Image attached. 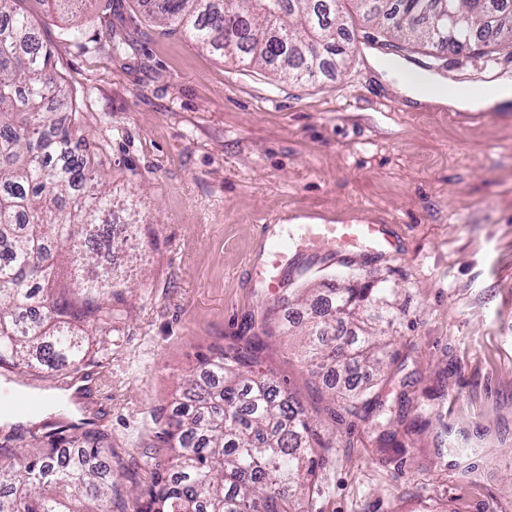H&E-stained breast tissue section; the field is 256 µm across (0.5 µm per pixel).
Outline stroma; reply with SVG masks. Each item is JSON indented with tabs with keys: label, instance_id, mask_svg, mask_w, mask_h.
<instances>
[{
	"label": "stroma",
	"instance_id": "obj_1",
	"mask_svg": "<svg viewBox=\"0 0 512 512\" xmlns=\"http://www.w3.org/2000/svg\"><path fill=\"white\" fill-rule=\"evenodd\" d=\"M73 93L72 130L96 181L135 204L136 280L111 342L84 360L80 410L112 447V498L146 495L183 381L217 349L252 342L325 442L311 512H512V108L452 112L401 95L372 59L469 90L512 59L416 46L353 20L345 69L293 83L203 51L139 0L74 15L17 0ZM387 225L398 251L328 257L303 243L283 284L351 275L388 291L398 358L357 414L279 325L255 270L283 224Z\"/></svg>",
	"mask_w": 512,
	"mask_h": 512
}]
</instances>
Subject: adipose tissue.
<instances>
[{
    "instance_id": "ef3b65f1",
    "label": "adipose tissue",
    "mask_w": 512,
    "mask_h": 512,
    "mask_svg": "<svg viewBox=\"0 0 512 512\" xmlns=\"http://www.w3.org/2000/svg\"><path fill=\"white\" fill-rule=\"evenodd\" d=\"M387 77L396 79L406 98L418 103H434L461 112H497L512 106V77L504 75L461 95L448 94L442 79L423 76L408 79L398 67H386Z\"/></svg>"
}]
</instances>
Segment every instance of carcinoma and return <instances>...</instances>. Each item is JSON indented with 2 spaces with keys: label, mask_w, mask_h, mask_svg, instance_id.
I'll list each match as a JSON object with an SVG mask.
<instances>
[{
  "label": "carcinoma",
  "mask_w": 512,
  "mask_h": 512,
  "mask_svg": "<svg viewBox=\"0 0 512 512\" xmlns=\"http://www.w3.org/2000/svg\"><path fill=\"white\" fill-rule=\"evenodd\" d=\"M159 24L182 32L221 58L269 69L281 77L318 79L343 64L336 36L356 14L380 23L369 0H141ZM14 0H0V240L13 262L0 265V364L31 373L76 371L90 337L105 341L121 320L128 265L101 262L118 239L119 205L93 182L85 142L57 118L72 111L71 92L50 71L51 54ZM418 21L388 29L391 41L426 43L428 14L448 7L461 41L512 56L509 0H396ZM325 45L313 59L307 42ZM74 267L75 298L51 291L58 263ZM301 322V356L312 373L331 371L354 383L394 362L386 330L393 317L384 289L293 288ZM185 391L193 394L169 420L168 466L148 500L131 512H304L325 446L304 409L260 372L252 346L222 348L201 363ZM88 427L74 454L54 435L30 432L32 451L0 448V512H112V470L106 435Z\"/></svg>",
  "instance_id": "obj_1"
}]
</instances>
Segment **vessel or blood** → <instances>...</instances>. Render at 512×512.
I'll return each instance as SVG.
<instances>
[{"label":"vessel or blood","mask_w":512,"mask_h":512,"mask_svg":"<svg viewBox=\"0 0 512 512\" xmlns=\"http://www.w3.org/2000/svg\"><path fill=\"white\" fill-rule=\"evenodd\" d=\"M308 240L322 242L330 255L353 253H383L392 251L395 241L386 225L357 218L346 224H304L299 228ZM43 394L27 388L14 394V411L17 415L29 414L39 407Z\"/></svg>","instance_id":"b4317fda"}]
</instances>
